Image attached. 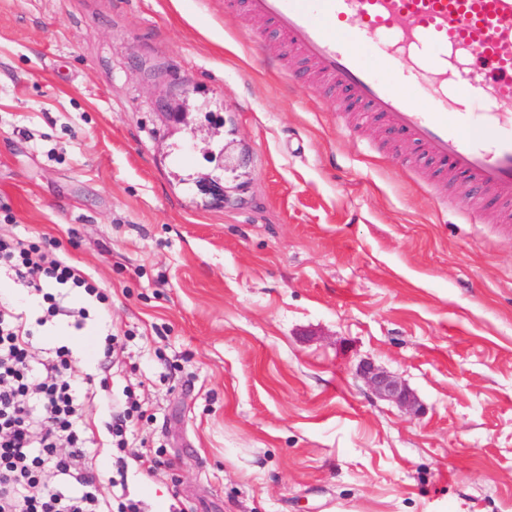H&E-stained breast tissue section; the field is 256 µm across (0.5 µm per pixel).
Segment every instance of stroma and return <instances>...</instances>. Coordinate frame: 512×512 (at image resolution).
I'll list each match as a JSON object with an SVG mask.
<instances>
[{"label":"stroma","mask_w":512,"mask_h":512,"mask_svg":"<svg viewBox=\"0 0 512 512\" xmlns=\"http://www.w3.org/2000/svg\"><path fill=\"white\" fill-rule=\"evenodd\" d=\"M278 45L224 0H0V232L58 243L109 296L33 357L68 345L82 377L120 335L141 512H512V224L488 198L468 223L466 182L443 194ZM110 410L88 407L106 498ZM362 373L377 396L391 401L407 411L416 409L415 397L393 376L379 371L372 365L364 366Z\"/></svg>","instance_id":"35a3bbf8"}]
</instances>
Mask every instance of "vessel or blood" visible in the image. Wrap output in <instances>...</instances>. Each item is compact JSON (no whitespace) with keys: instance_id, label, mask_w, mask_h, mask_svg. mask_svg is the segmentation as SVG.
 <instances>
[{"instance_id":"b4317fda","label":"vessel or blood","mask_w":512,"mask_h":512,"mask_svg":"<svg viewBox=\"0 0 512 512\" xmlns=\"http://www.w3.org/2000/svg\"><path fill=\"white\" fill-rule=\"evenodd\" d=\"M264 18L283 50L403 134L436 164L440 187L464 178L512 222V0H225ZM375 55L378 67L368 65ZM425 79L421 112L407 89ZM481 99L488 110L470 111Z\"/></svg>"}]
</instances>
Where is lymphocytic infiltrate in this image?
<instances>
[{"mask_svg": "<svg viewBox=\"0 0 512 512\" xmlns=\"http://www.w3.org/2000/svg\"><path fill=\"white\" fill-rule=\"evenodd\" d=\"M0 269L41 297L36 320L0 303V512H137L133 503L103 498L84 475L89 450L87 401L110 397L107 371L75 379L67 346L42 360L31 353L36 328L70 317L83 329L88 310L64 297L106 303L89 274L56 250L0 234Z\"/></svg>", "mask_w": 512, "mask_h": 512, "instance_id": "1", "label": "lymphocytic infiltrate"}]
</instances>
